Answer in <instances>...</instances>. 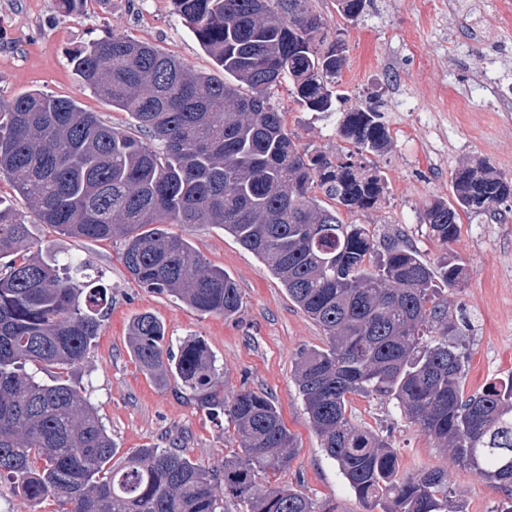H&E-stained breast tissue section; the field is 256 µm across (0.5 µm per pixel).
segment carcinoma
Returning <instances> with one entry per match:
<instances>
[{
	"label": "carcinoma",
	"mask_w": 512,
	"mask_h": 512,
	"mask_svg": "<svg viewBox=\"0 0 512 512\" xmlns=\"http://www.w3.org/2000/svg\"><path fill=\"white\" fill-rule=\"evenodd\" d=\"M312 0H172L224 79L195 74L157 46L112 35L72 58L94 94L132 116L143 137L117 130L75 101L41 92L0 99V176L28 201L39 224L85 240H118L141 288L230 318L242 295L171 224H215L254 253L293 301L324 331L327 344L301 351L294 380L312 429L357 498L379 512H467L448 469L399 474L392 445L354 424L351 394L395 401L400 418L456 462L512 488V375L464 397L468 353L437 282L458 288L466 263L445 253L434 265L407 242L376 260L374 235L345 224L377 207L380 171L362 163L393 146L375 97L342 107L333 94L346 62ZM371 0H336L355 22ZM288 82L296 101L333 112L336 135L353 149L326 153L297 143L270 90ZM453 198L431 200L429 234L444 247L463 218L495 216L512 179L486 166L451 175ZM336 201L329 209L317 193ZM0 479L25 498L51 499L61 512H331L291 486L266 478L297 455L274 402L242 388L224 392L204 340L174 352L150 313L129 335L140 369L174 377L201 406L233 425L239 451L221 470L168 448H140L114 462L116 447L94 407L66 382L48 384L27 366H78L97 338L106 291L89 284V261L48 263L25 217L0 202Z\"/></svg>",
	"instance_id": "cac0c4a2"
}]
</instances>
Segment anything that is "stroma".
Wrapping results in <instances>:
<instances>
[{
  "label": "stroma",
  "instance_id": "35a3bbf8",
  "mask_svg": "<svg viewBox=\"0 0 512 512\" xmlns=\"http://www.w3.org/2000/svg\"><path fill=\"white\" fill-rule=\"evenodd\" d=\"M435 2L436 9L426 13L422 0H372L368 16L358 22L340 16L336 0H313V6L331 27L345 32L340 90L349 106L379 96L394 137L390 151L366 159L386 181L381 204L342 212L341 219L366 225L377 249L401 239L429 263H437L446 251L466 261L463 286L441 288L440 295L450 315L467 321L469 360L462 386L470 396L512 372V221L491 224L484 216L474 217L444 248L428 236L422 215L430 200L451 198L450 175L459 166L487 163L512 178V108L498 101L501 85H512V26L481 38L461 14L449 11L448 0ZM111 34L153 43L192 72L224 76L171 0H87L78 17L62 12L57 0H0V98L38 90L76 100L105 123L130 130L132 118L91 93L70 63L85 44ZM272 95L299 143L335 154L341 142L332 118L299 107L288 85L274 88ZM30 230L43 259L86 257L92 281L107 290L109 309L85 363L45 368L38 375L85 388L118 457L149 445L175 449L219 469L225 455L237 448L234 428L224 417L189 399L176 380L161 384L139 369L129 352V328L136 317L150 313L164 324L171 346L195 336L205 341L224 372L225 391L251 389L276 404L298 453L287 471L274 476V484L293 486L329 512H367L323 451L294 382L300 351L323 347L326 337L253 253L213 224L170 227L186 234L211 265L224 268L237 282L242 306L227 319L200 314L169 294L139 287L123 265L120 243L81 241L47 224ZM348 411L356 424L396 448L401 473L447 467L469 512H495L507 499V492L478 470L452 462L417 426L397 419L387 397L350 395Z\"/></svg>",
  "mask_w": 512,
  "mask_h": 512
}]
</instances>
